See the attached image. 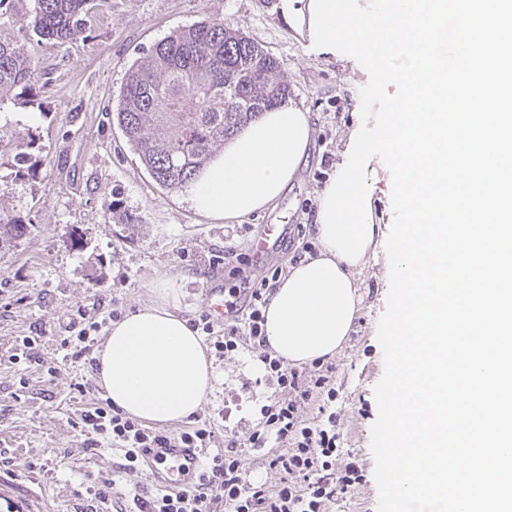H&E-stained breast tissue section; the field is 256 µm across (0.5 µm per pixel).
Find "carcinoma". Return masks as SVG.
<instances>
[{
	"label": "carcinoma",
	"instance_id": "1",
	"mask_svg": "<svg viewBox=\"0 0 512 512\" xmlns=\"http://www.w3.org/2000/svg\"><path fill=\"white\" fill-rule=\"evenodd\" d=\"M92 0H33L21 28L62 45L84 25ZM39 78L25 44L0 31V102ZM231 80L225 90V80ZM280 62L222 19H206L156 43L129 69L113 120L154 181L187 187L243 126L288 100ZM27 227L0 217V242Z\"/></svg>",
	"mask_w": 512,
	"mask_h": 512
}]
</instances>
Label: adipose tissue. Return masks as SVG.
<instances>
[{"mask_svg":"<svg viewBox=\"0 0 512 512\" xmlns=\"http://www.w3.org/2000/svg\"><path fill=\"white\" fill-rule=\"evenodd\" d=\"M312 133L301 106L288 101L268 108L197 174L188 191L191 206L227 224L270 208L305 163ZM357 269L326 246L292 266L265 312L269 347L296 365L335 354L357 314ZM173 294L172 284L160 280L155 301L113 322L95 355L106 397L145 422L195 416L216 380L202 337L170 309Z\"/></svg>","mask_w":512,"mask_h":512,"instance_id":"1","label":"adipose tissue"}]
</instances>
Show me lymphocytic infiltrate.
Segmentation results:
<instances>
[{"label":"lymphocytic infiltrate","mask_w":512,"mask_h":512,"mask_svg":"<svg viewBox=\"0 0 512 512\" xmlns=\"http://www.w3.org/2000/svg\"><path fill=\"white\" fill-rule=\"evenodd\" d=\"M281 276V269L274 268L247 293L229 290L224 299L223 335H215L209 313L198 318L203 331L212 335L217 355L250 346L282 394L261 408L260 421L247 440H239L232 431L217 436L206 423L173 435L143 425L98 398L80 411V430L106 437L118 447L124 458L121 468L127 474L137 472L153 448L209 451L198 481L179 490L129 495L118 491L113 479L91 477L92 487L101 501L111 502L112 512H327L337 495L361 484L362 469L356 461L340 460L335 414L313 422L304 417L309 405L335 401L334 366L318 361L313 369L301 371L289 367L267 344L265 311ZM272 440L280 448L268 461L277 476L275 483L247 479L241 466L245 448L259 449Z\"/></svg>","instance_id":"lymphocytic-infiltrate-1"}]
</instances>
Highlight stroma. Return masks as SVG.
Segmentation results:
<instances>
[{
  "instance_id": "obj_1",
  "label": "stroma",
  "mask_w": 512,
  "mask_h": 512,
  "mask_svg": "<svg viewBox=\"0 0 512 512\" xmlns=\"http://www.w3.org/2000/svg\"><path fill=\"white\" fill-rule=\"evenodd\" d=\"M31 0H15L0 30L17 35L35 57V90L11 92L0 107V212L26 224L21 238L0 245V512H112L86 491V476H114L124 489L152 490L147 470L120 472V451L91 442L74 422L81 405L102 389L94 358L66 357L61 345L77 308L96 315L119 305L150 303L165 277L177 280L174 304L188 319L205 307L204 291L240 285L233 267L216 264L224 249L251 250L264 224H285L293 247L275 250L267 268L292 266L317 254L312 231L318 190L334 173L355 120L353 93L367 84L348 63L315 53L291 29L278 0H95L82 31L58 47L19 30ZM221 18L281 65L294 103L310 112L315 134L307 162L272 209L214 223L197 214L186 190L169 191L150 176L107 114L131 65L174 31ZM27 155L15 171V152ZM361 301L347 341L331 356L340 446L364 480L338 495L329 512H377L370 431L378 409L373 389L384 374L377 327L388 308L390 265L385 250L357 271ZM36 343L27 361L11 364L25 337ZM249 347L215 359L214 391L196 419L247 439L276 385L253 370ZM55 368L47 378V368Z\"/></svg>"
}]
</instances>
